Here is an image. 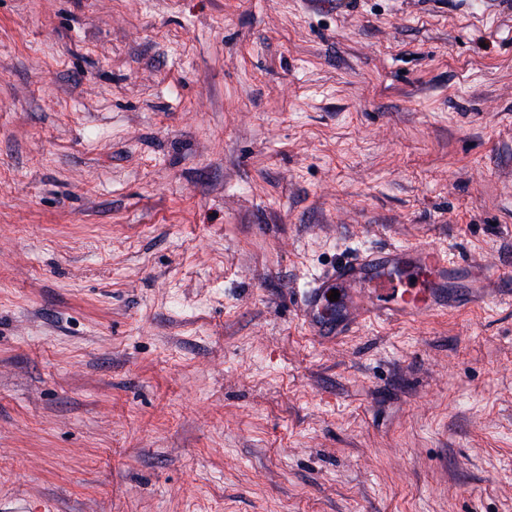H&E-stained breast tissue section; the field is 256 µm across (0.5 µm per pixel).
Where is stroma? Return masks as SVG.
I'll list each match as a JSON object with an SVG mask.
<instances>
[{"label": "stroma", "instance_id": "stroma-1", "mask_svg": "<svg viewBox=\"0 0 512 512\" xmlns=\"http://www.w3.org/2000/svg\"><path fill=\"white\" fill-rule=\"evenodd\" d=\"M509 282L512 0H0V512H512ZM443 251L429 244L394 246L359 252L320 273L305 288L302 316L315 336H335L336 323L354 311L326 304L331 288H362L364 309H383L393 315L427 317L460 308L467 299L457 290H448V275L459 267Z\"/></svg>", "mask_w": 512, "mask_h": 512}]
</instances>
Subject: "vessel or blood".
I'll return each mask as SVG.
<instances>
[{
    "label": "vessel or blood",
    "mask_w": 512,
    "mask_h": 512,
    "mask_svg": "<svg viewBox=\"0 0 512 512\" xmlns=\"http://www.w3.org/2000/svg\"><path fill=\"white\" fill-rule=\"evenodd\" d=\"M456 268L446 251L429 244L369 250L324 270L306 289L302 316L316 336L336 333L339 318H354L353 310L327 305L335 287L362 290L366 309L420 318L461 307V293L449 290Z\"/></svg>",
    "instance_id": "obj_1"
}]
</instances>
